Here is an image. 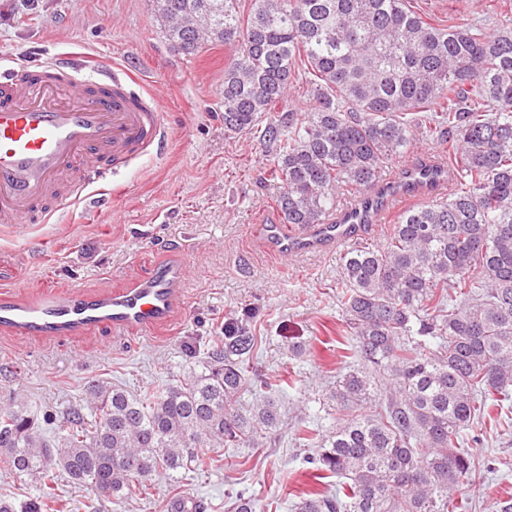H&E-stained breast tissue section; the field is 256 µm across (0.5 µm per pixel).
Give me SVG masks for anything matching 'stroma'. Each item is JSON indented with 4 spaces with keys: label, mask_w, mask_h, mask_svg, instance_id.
Returning <instances> with one entry per match:
<instances>
[{
    "label": "stroma",
    "mask_w": 512,
    "mask_h": 512,
    "mask_svg": "<svg viewBox=\"0 0 512 512\" xmlns=\"http://www.w3.org/2000/svg\"><path fill=\"white\" fill-rule=\"evenodd\" d=\"M436 20L456 15L488 32L512 28V0H413ZM95 55L131 71L142 89L164 95L170 137L161 154L142 156L112 179L97 213L75 206L54 224L0 230V279L23 272L22 302L43 285L102 294L130 287L154 265H184L183 303L170 323L143 334L109 330L62 342L0 329V406L35 417L51 412L61 432L70 412L90 414L89 388L102 383L128 393L168 384L198 360L200 338L251 317L260 338L253 365L281 405L278 427L261 448H227L208 468L178 481L159 480L130 504L60 480L68 512H171L180 499H199L206 512H227L239 492L256 512H293L316 489L298 438L331 418L322 396L355 358L336 299L341 258L352 248L382 245L392 227L340 246L280 256L254 238L258 224H276L280 180L259 132L224 130V67L231 53L211 44L186 55L174 50L154 16L152 0H0V64L33 66L68 53ZM305 351L292 356V343ZM464 447L495 470L463 487L456 512H493L512 497V411L467 430Z\"/></svg>",
    "instance_id": "1"
}]
</instances>
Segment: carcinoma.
Wrapping results in <instances>:
<instances>
[{
    "mask_svg": "<svg viewBox=\"0 0 512 512\" xmlns=\"http://www.w3.org/2000/svg\"><path fill=\"white\" fill-rule=\"evenodd\" d=\"M152 2L179 51L232 47L225 131L254 130L307 83L311 111L261 131L284 224L323 223L341 186L369 189L417 136L448 146V197L405 212L384 246L342 257L357 361L327 401L348 414L310 439L308 457L336 489L305 494L295 512H451L481 473L460 451L465 431L512 399V32L433 24L411 0ZM257 345L248 323H231L199 369L162 388L94 384L92 419L73 415L53 442L26 411L0 407V473L38 484L0 512H64L59 473L125 503L207 467L202 448L263 447L280 407L251 369Z\"/></svg>",
    "mask_w": 512,
    "mask_h": 512,
    "instance_id": "cac0c4a2",
    "label": "carcinoma"
}]
</instances>
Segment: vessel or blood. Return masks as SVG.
Here are the masks:
<instances>
[{"label":"vessel or blood","instance_id":"b4317fda","mask_svg":"<svg viewBox=\"0 0 512 512\" xmlns=\"http://www.w3.org/2000/svg\"><path fill=\"white\" fill-rule=\"evenodd\" d=\"M130 73L107 68L83 53L30 69H0V226L51 224L71 206L91 203L113 175L168 139L163 101L135 90ZM448 185L441 163L411 165L396 180L379 181L313 226L260 225V236L280 252L344 241L355 230L393 214L394 203ZM181 270L156 268L134 286L107 295L45 287L24 304L0 289V327L15 334L59 340L109 328L136 332L170 321L180 305Z\"/></svg>","mask_w":512,"mask_h":512}]
</instances>
